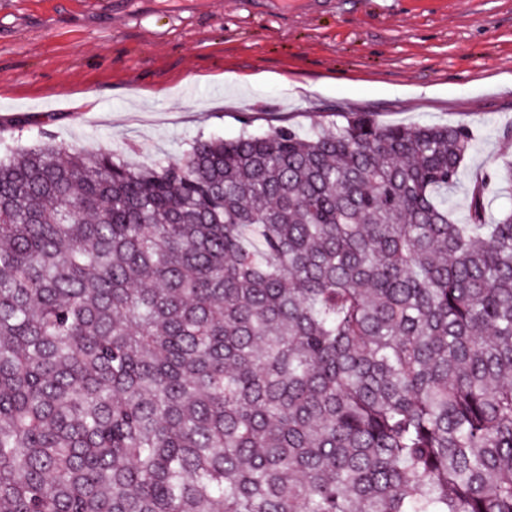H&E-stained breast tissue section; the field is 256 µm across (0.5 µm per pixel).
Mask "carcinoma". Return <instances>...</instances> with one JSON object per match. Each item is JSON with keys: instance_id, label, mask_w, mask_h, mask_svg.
<instances>
[{"instance_id": "obj_1", "label": "carcinoma", "mask_w": 512, "mask_h": 512, "mask_svg": "<svg viewBox=\"0 0 512 512\" xmlns=\"http://www.w3.org/2000/svg\"><path fill=\"white\" fill-rule=\"evenodd\" d=\"M465 125L0 160V512H512V210Z\"/></svg>"}]
</instances>
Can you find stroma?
Returning a JSON list of instances; mask_svg holds the SVG:
<instances>
[{"instance_id": "1", "label": "stroma", "mask_w": 512, "mask_h": 512, "mask_svg": "<svg viewBox=\"0 0 512 512\" xmlns=\"http://www.w3.org/2000/svg\"><path fill=\"white\" fill-rule=\"evenodd\" d=\"M465 124L448 205L512 157V0H0V158L40 133L135 165L337 113Z\"/></svg>"}]
</instances>
